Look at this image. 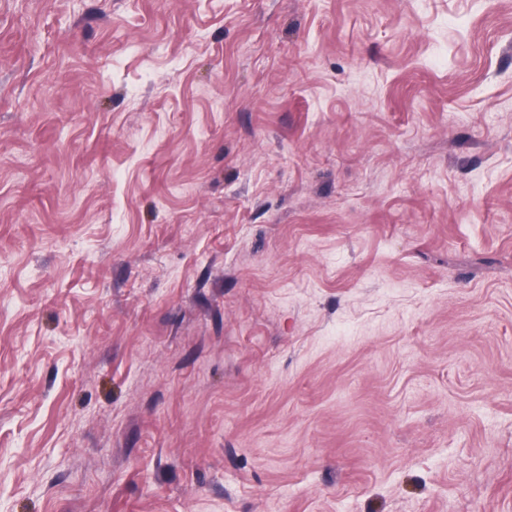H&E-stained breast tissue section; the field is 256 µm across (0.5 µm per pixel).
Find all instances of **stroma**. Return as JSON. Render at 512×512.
I'll use <instances>...</instances> for the list:
<instances>
[{
  "instance_id": "35a3bbf8",
  "label": "stroma",
  "mask_w": 512,
  "mask_h": 512,
  "mask_svg": "<svg viewBox=\"0 0 512 512\" xmlns=\"http://www.w3.org/2000/svg\"><path fill=\"white\" fill-rule=\"evenodd\" d=\"M0 512H512V0H0Z\"/></svg>"
}]
</instances>
